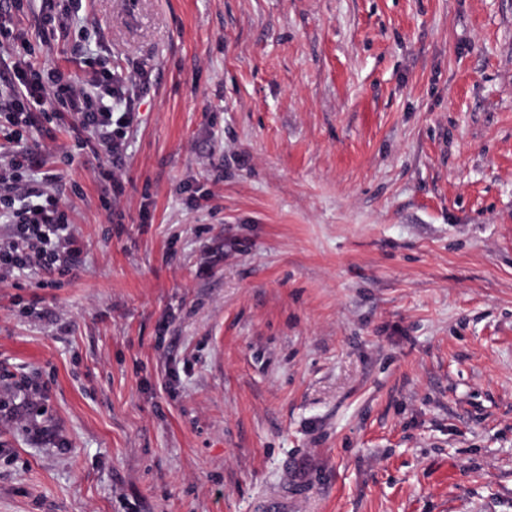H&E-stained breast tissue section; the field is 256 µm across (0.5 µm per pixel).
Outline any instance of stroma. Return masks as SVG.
Here are the masks:
<instances>
[{
  "mask_svg": "<svg viewBox=\"0 0 512 512\" xmlns=\"http://www.w3.org/2000/svg\"><path fill=\"white\" fill-rule=\"evenodd\" d=\"M23 4L150 78L119 159L51 127L83 252L0 284V512H512V0Z\"/></svg>",
  "mask_w": 512,
  "mask_h": 512,
  "instance_id": "35a3bbf8",
  "label": "stroma"
}]
</instances>
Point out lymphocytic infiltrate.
Listing matches in <instances>:
<instances>
[{"mask_svg": "<svg viewBox=\"0 0 512 512\" xmlns=\"http://www.w3.org/2000/svg\"><path fill=\"white\" fill-rule=\"evenodd\" d=\"M5 46L18 52L6 114L13 127V151L0 165V217H7L11 231L9 241L0 245V283L20 272L67 274L82 250L67 209L39 176L43 156L28 137L36 123L32 106L53 100L76 117L72 133L77 149L111 156L122 152L134 121L124 79L98 59H86L90 77L79 83L35 61L32 50L18 47L12 30L0 24V47Z\"/></svg>", "mask_w": 512, "mask_h": 512, "instance_id": "lymphocytic-infiltrate-1", "label": "lymphocytic infiltrate"}]
</instances>
